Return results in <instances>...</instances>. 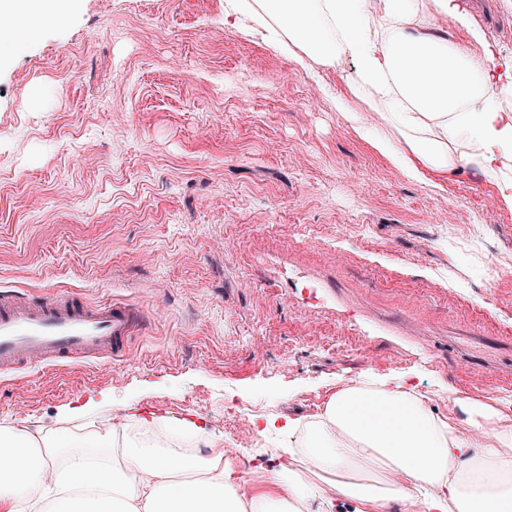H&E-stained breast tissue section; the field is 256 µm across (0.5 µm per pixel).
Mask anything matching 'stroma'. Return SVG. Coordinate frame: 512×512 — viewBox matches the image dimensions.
Returning <instances> with one entry per match:
<instances>
[{
  "label": "stroma",
  "instance_id": "1",
  "mask_svg": "<svg viewBox=\"0 0 512 512\" xmlns=\"http://www.w3.org/2000/svg\"><path fill=\"white\" fill-rule=\"evenodd\" d=\"M485 42L512 76V0ZM230 0H77L19 15L0 63V292L120 301L127 352L0 377V423L203 419L253 489L289 420L402 382L429 409L496 400L512 427V209L468 167L406 177Z\"/></svg>",
  "mask_w": 512,
  "mask_h": 512
}]
</instances>
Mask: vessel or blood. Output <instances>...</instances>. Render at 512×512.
Wrapping results in <instances>:
<instances>
[{
    "label": "vessel or blood",
    "mask_w": 512,
    "mask_h": 512,
    "mask_svg": "<svg viewBox=\"0 0 512 512\" xmlns=\"http://www.w3.org/2000/svg\"><path fill=\"white\" fill-rule=\"evenodd\" d=\"M139 316L120 302L92 304L69 293L36 303L2 296L0 370L122 355Z\"/></svg>",
    "instance_id": "vessel-or-blood-1"
}]
</instances>
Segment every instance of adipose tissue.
Here are the masks:
<instances>
[{
  "instance_id": "obj_1",
  "label": "adipose tissue",
  "mask_w": 512,
  "mask_h": 512,
  "mask_svg": "<svg viewBox=\"0 0 512 512\" xmlns=\"http://www.w3.org/2000/svg\"><path fill=\"white\" fill-rule=\"evenodd\" d=\"M74 2L0 0V59L14 43L6 19ZM233 9L285 37L288 50L327 65L351 59V97L379 103L390 127L373 145L409 177L474 167L512 209V113L500 107L497 68L428 27L423 0H235ZM459 405L462 419H447L400 384L337 391L317 419L289 422L298 439L288 463L250 492L223 439L194 423L141 422L187 447L180 457L123 427L53 434L0 424V512H333L320 484L293 468L301 457L340 477L354 512L394 502L411 512H512V430L493 403ZM140 470L150 482L135 481Z\"/></svg>"
}]
</instances>
